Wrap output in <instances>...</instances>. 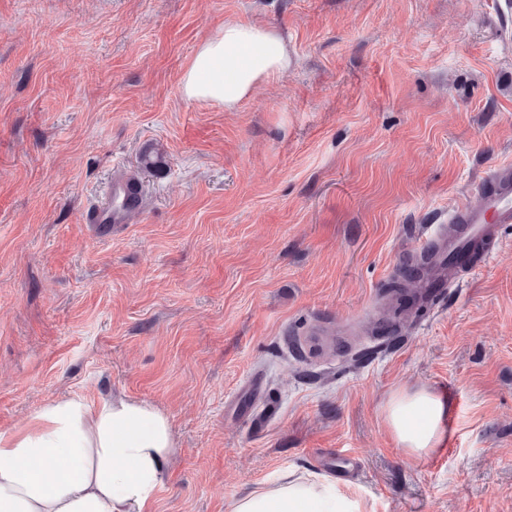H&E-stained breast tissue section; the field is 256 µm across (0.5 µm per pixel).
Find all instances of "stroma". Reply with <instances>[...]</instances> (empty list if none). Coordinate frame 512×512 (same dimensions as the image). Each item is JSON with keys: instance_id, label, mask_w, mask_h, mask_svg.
<instances>
[{"instance_id": "obj_1", "label": "stroma", "mask_w": 512, "mask_h": 512, "mask_svg": "<svg viewBox=\"0 0 512 512\" xmlns=\"http://www.w3.org/2000/svg\"><path fill=\"white\" fill-rule=\"evenodd\" d=\"M227 21L294 55L230 110L181 92ZM504 162L506 0H0V432L121 392L176 438L155 512H230L347 455L365 512H512V224L354 360L399 269ZM117 169L145 207L103 237L81 217ZM316 324L328 345L296 355ZM418 387L448 402L421 458L382 412Z\"/></svg>"}]
</instances>
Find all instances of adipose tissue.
Here are the masks:
<instances>
[{
    "label": "adipose tissue",
    "mask_w": 512,
    "mask_h": 512,
    "mask_svg": "<svg viewBox=\"0 0 512 512\" xmlns=\"http://www.w3.org/2000/svg\"><path fill=\"white\" fill-rule=\"evenodd\" d=\"M291 64L277 33L228 22L199 44L181 91L230 110ZM446 412L427 388L395 391L384 408L397 443L418 457L440 444ZM175 455L168 415L147 402L122 394L47 401L0 432V512H154ZM231 512H362V503L330 476L291 472L237 498Z\"/></svg>",
    "instance_id": "ef3b65f1"
}]
</instances>
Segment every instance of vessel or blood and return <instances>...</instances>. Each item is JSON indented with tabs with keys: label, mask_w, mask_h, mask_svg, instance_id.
<instances>
[{
	"label": "vessel or blood",
	"mask_w": 512,
	"mask_h": 512,
	"mask_svg": "<svg viewBox=\"0 0 512 512\" xmlns=\"http://www.w3.org/2000/svg\"><path fill=\"white\" fill-rule=\"evenodd\" d=\"M479 195L482 202L476 207L452 211L448 219L456 224L454 237L440 238L439 251L450 253L461 245H469L480 253H492L498 241L497 227L512 224V164L493 168L481 180ZM144 195L141 186L125 175L113 176L104 197L85 210L83 222L106 235L124 229L131 215L142 211Z\"/></svg>",
	"instance_id": "1"
}]
</instances>
